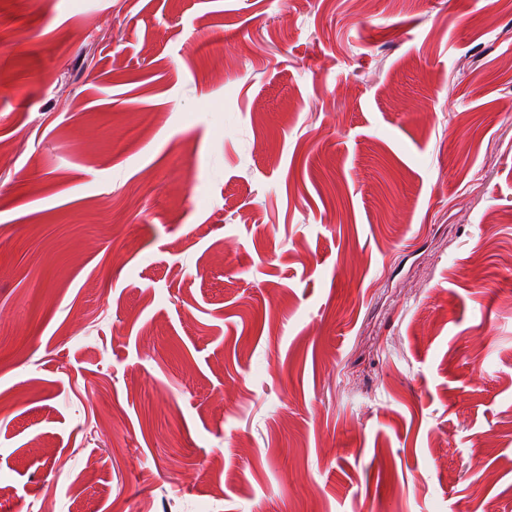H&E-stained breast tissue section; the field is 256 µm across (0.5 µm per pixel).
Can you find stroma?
I'll return each instance as SVG.
<instances>
[{
  "label": "stroma",
  "instance_id": "1",
  "mask_svg": "<svg viewBox=\"0 0 512 512\" xmlns=\"http://www.w3.org/2000/svg\"><path fill=\"white\" fill-rule=\"evenodd\" d=\"M512 512V0H0V512Z\"/></svg>",
  "mask_w": 512,
  "mask_h": 512
}]
</instances>
